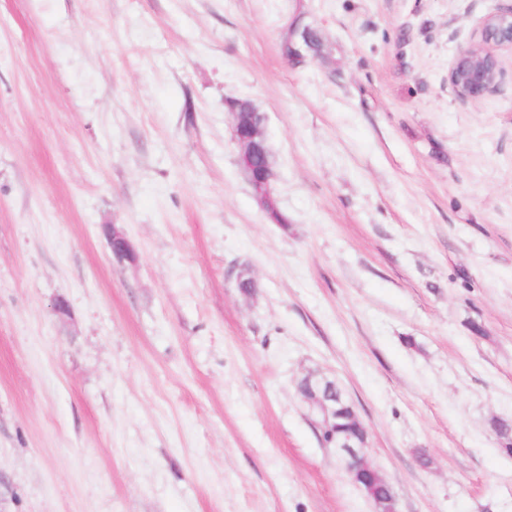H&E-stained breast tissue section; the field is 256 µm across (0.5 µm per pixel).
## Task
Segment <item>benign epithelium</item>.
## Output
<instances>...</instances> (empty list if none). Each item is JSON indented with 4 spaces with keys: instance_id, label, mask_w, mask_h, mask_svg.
Returning <instances> with one entry per match:
<instances>
[{
    "instance_id": "1",
    "label": "benign epithelium",
    "mask_w": 512,
    "mask_h": 512,
    "mask_svg": "<svg viewBox=\"0 0 512 512\" xmlns=\"http://www.w3.org/2000/svg\"><path fill=\"white\" fill-rule=\"evenodd\" d=\"M479 40L486 53V60H476L471 56V48L460 49L454 57L448 72V83L456 94L465 101L478 102L492 92L500 83L502 70L499 66L497 51L512 49V7L500 8L487 14L479 30ZM233 115L234 142L238 148V163L251 183L255 197L262 209L268 214L278 212L272 193V182L276 178L270 164L259 168L256 156L265 141L263 126L264 115L254 110L246 118ZM113 254L124 259L128 257L129 247L122 232L114 228L111 234ZM309 404V412L320 417V423L326 424L336 418V391L325 390L324 394L313 390L302 397ZM336 454L344 462L352 481H357L360 468L367 459V443L356 442L351 435L344 434L331 438Z\"/></svg>"
}]
</instances>
